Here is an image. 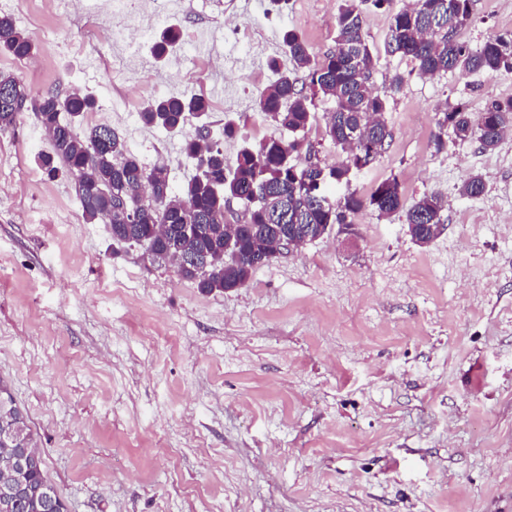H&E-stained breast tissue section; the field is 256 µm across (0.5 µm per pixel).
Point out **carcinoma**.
<instances>
[{"mask_svg":"<svg viewBox=\"0 0 512 512\" xmlns=\"http://www.w3.org/2000/svg\"><path fill=\"white\" fill-rule=\"evenodd\" d=\"M368 2L391 9L387 52L409 59L421 75L454 69L490 77L512 72L511 35L491 37L477 50L459 39V31L471 23L473 0H413L399 8L395 0H342L335 19V46L318 60L297 31L284 32L282 43L293 70L283 71L275 84L260 93V111L293 139L270 138L254 148L245 147L230 165L207 124L185 131L187 117L202 118L210 112L203 95L184 91L149 101L138 112L141 123L180 134L184 152L200 170L178 194L167 170L142 166L127 153L124 139L112 127L97 125L82 137L76 133L75 120L97 106L94 96L48 91L39 95L36 113L50 137V151L38 156L43 176L71 178L87 221L108 225L117 244L139 246L153 261L176 265L178 274L202 293L243 287L261 267L257 257L273 251L275 237L307 243L313 240L307 226L324 225L325 237L335 225L351 226L353 217L363 211L386 217L401 213L415 242L434 240L438 228L444 226L447 206L437 193L425 194L408 205L399 181L392 178L368 195L352 190L336 200L327 197V183L349 182L352 170L368 167L392 140L385 120L387 92L374 86L375 59L363 30V5ZM180 39L177 26L167 25L153 40L154 55L163 57ZM35 49L31 33L18 28L12 16L0 15L1 54L23 60ZM299 69L307 72L301 85L294 75ZM320 98L333 103L326 134L345 158L331 166L329 177L317 184L307 182L308 175L290 157L303 148L312 152V146H303L299 134L310 125L312 108ZM447 123L455 140L475 141L481 150L492 151L512 130V99L493 100L479 115L461 106L444 113L434 137L438 150L445 144ZM144 178L154 183L155 201L131 216L123 211L120 200L130 198ZM484 192V180L478 174L469 175L460 187V193L468 197ZM232 200L245 206V222L237 229L239 258L224 254V208ZM179 224L193 225V234L182 236L177 231ZM14 429L22 432L21 438L34 440L26 412L16 403L9 384L0 380V434ZM27 487L31 507L55 512L47 501V493L55 487L44 474L40 456L28 472Z\"/></svg>","mask_w":512,"mask_h":512,"instance_id":"1","label":"carcinoma"}]
</instances>
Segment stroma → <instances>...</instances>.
I'll use <instances>...</instances> for the list:
<instances>
[{
    "instance_id": "stroma-1",
    "label": "stroma",
    "mask_w": 512,
    "mask_h": 512,
    "mask_svg": "<svg viewBox=\"0 0 512 512\" xmlns=\"http://www.w3.org/2000/svg\"><path fill=\"white\" fill-rule=\"evenodd\" d=\"M340 0H197L146 19L177 24L189 52L138 50L125 73L99 52L109 20L56 0H0L38 39L34 70L0 55L30 90L97 100L77 133L115 129L174 189L196 173L182 137L137 110L184 90L211 103L224 154L283 130L261 91L290 62L285 30L312 55L334 45ZM388 9L366 10L377 88L393 133L336 198L394 177L406 201L436 192L446 229L416 244L403 218L365 212L332 234L205 294L84 219L71 179L34 177L50 141L32 113L0 132V378L27 413L68 512H512V133L496 149L434 136L444 112L512 98V73L422 76L387 53ZM512 32V0H474L471 48ZM480 174L482 196L461 195Z\"/></svg>"
}]
</instances>
